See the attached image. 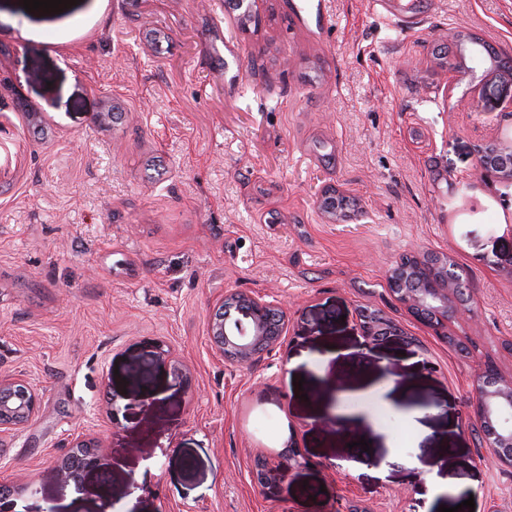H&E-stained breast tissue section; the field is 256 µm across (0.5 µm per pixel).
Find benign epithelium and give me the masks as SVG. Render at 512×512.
<instances>
[{
	"label": "benign epithelium",
	"instance_id": "benign-epithelium-1",
	"mask_svg": "<svg viewBox=\"0 0 512 512\" xmlns=\"http://www.w3.org/2000/svg\"><path fill=\"white\" fill-rule=\"evenodd\" d=\"M483 175H497L512 180V138L493 140L481 148L477 159ZM325 192L318 198L319 208L336 220L346 216L347 208L331 207ZM414 265L397 263L389 271L388 285L395 298L434 333L448 338V323L468 313L463 300L465 283L460 268L447 254L427 253L411 256ZM284 315L271 301L245 292L224 296L207 326L215 349L225 359L251 364L263 352L271 351L281 340ZM360 329L371 342L400 335L399 328L379 310H360ZM38 395L23 381L0 378V435L27 423L38 407ZM474 416L482 428L485 443L491 449L489 462L512 468V377L502 374L491 363L478 366L472 396ZM73 454L80 458V472L100 467L94 446L80 442ZM287 478V469L279 462H265L254 474V481L264 487Z\"/></svg>",
	"mask_w": 512,
	"mask_h": 512
}]
</instances>
